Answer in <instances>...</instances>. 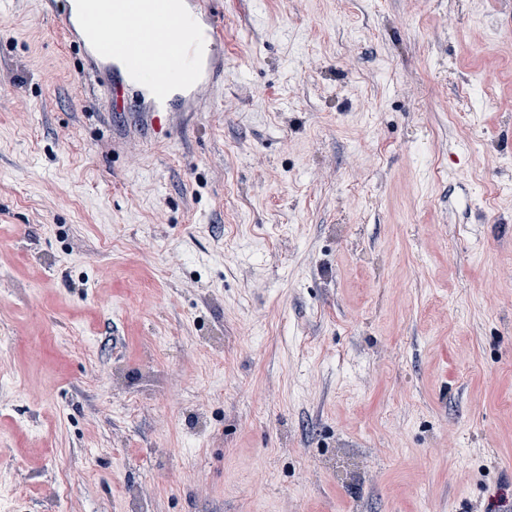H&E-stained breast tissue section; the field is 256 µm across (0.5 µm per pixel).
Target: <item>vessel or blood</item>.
<instances>
[{"label":"vessel or blood","mask_w":512,"mask_h":512,"mask_svg":"<svg viewBox=\"0 0 512 512\" xmlns=\"http://www.w3.org/2000/svg\"><path fill=\"white\" fill-rule=\"evenodd\" d=\"M43 15L80 54L84 76L106 103L136 93L155 138L171 136L166 115L213 105L224 75L219 0H180L165 14L143 11L141 0L81 14L72 0H43Z\"/></svg>","instance_id":"obj_1"}]
</instances>
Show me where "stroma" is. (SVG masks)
Here are the masks:
<instances>
[{
  "label": "stroma",
  "mask_w": 512,
  "mask_h": 512,
  "mask_svg": "<svg viewBox=\"0 0 512 512\" xmlns=\"http://www.w3.org/2000/svg\"><path fill=\"white\" fill-rule=\"evenodd\" d=\"M221 8L167 141L0 8V512H512V0Z\"/></svg>",
  "instance_id": "35a3bbf8"
}]
</instances>
